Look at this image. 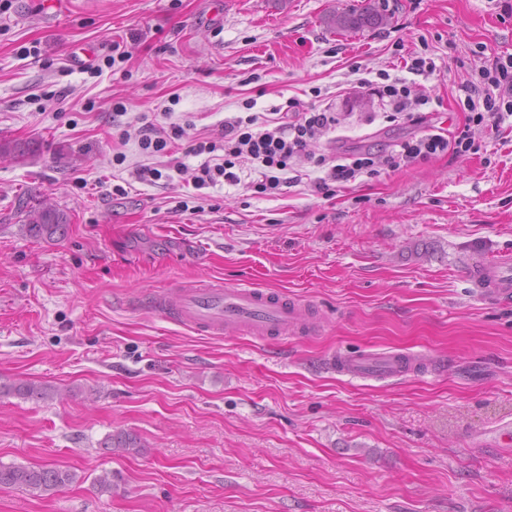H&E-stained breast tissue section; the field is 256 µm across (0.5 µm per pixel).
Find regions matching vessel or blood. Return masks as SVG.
<instances>
[{
	"instance_id": "b4317fda",
	"label": "vessel or blood",
	"mask_w": 512,
	"mask_h": 512,
	"mask_svg": "<svg viewBox=\"0 0 512 512\" xmlns=\"http://www.w3.org/2000/svg\"><path fill=\"white\" fill-rule=\"evenodd\" d=\"M468 276L492 301L512 298V256L498 255L471 265ZM135 307L156 313L168 321L208 334L232 332L252 336H298L304 332L299 304L286 292L268 291L245 281L230 287L179 286L138 296ZM336 370L356 377H398L410 371L403 354L384 352L355 356L337 355Z\"/></svg>"
}]
</instances>
